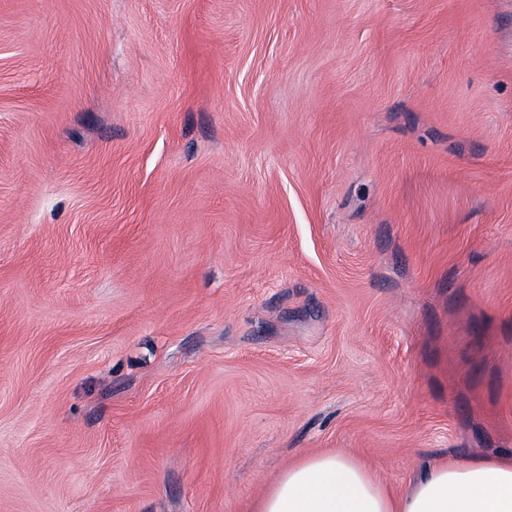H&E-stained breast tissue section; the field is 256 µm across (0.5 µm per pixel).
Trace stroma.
Wrapping results in <instances>:
<instances>
[{
	"label": "stroma",
	"instance_id": "stroma-1",
	"mask_svg": "<svg viewBox=\"0 0 512 512\" xmlns=\"http://www.w3.org/2000/svg\"><path fill=\"white\" fill-rule=\"evenodd\" d=\"M510 450L512 0H0V512Z\"/></svg>",
	"mask_w": 512,
	"mask_h": 512
}]
</instances>
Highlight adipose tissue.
I'll use <instances>...</instances> for the list:
<instances>
[{"instance_id": "1", "label": "adipose tissue", "mask_w": 512, "mask_h": 512, "mask_svg": "<svg viewBox=\"0 0 512 512\" xmlns=\"http://www.w3.org/2000/svg\"><path fill=\"white\" fill-rule=\"evenodd\" d=\"M256 512H512V453L429 467L402 495L347 453L288 466Z\"/></svg>"}]
</instances>
